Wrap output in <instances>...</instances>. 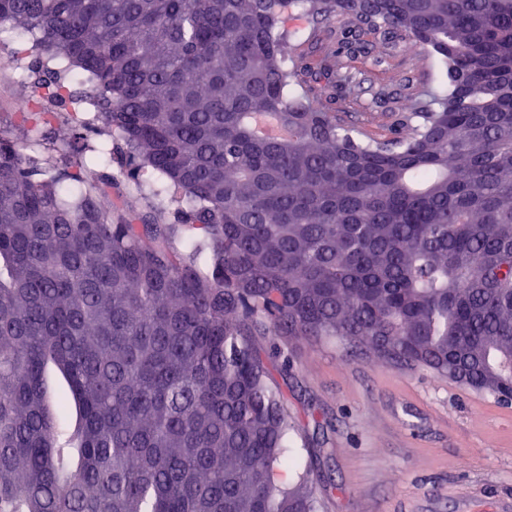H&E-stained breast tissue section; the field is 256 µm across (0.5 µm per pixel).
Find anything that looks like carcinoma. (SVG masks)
Segmentation results:
<instances>
[{"instance_id":"cac0c4a2","label":"carcinoma","mask_w":512,"mask_h":512,"mask_svg":"<svg viewBox=\"0 0 512 512\" xmlns=\"http://www.w3.org/2000/svg\"><path fill=\"white\" fill-rule=\"evenodd\" d=\"M294 6L329 39L296 41ZM0 24L38 118L94 111L0 135V512H319L256 335L512 399V0H0ZM403 43L448 88L405 83L371 137L346 102Z\"/></svg>"}]
</instances>
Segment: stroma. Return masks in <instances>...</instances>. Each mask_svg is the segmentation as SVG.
<instances>
[{"label": "stroma", "mask_w": 512, "mask_h": 512, "mask_svg": "<svg viewBox=\"0 0 512 512\" xmlns=\"http://www.w3.org/2000/svg\"><path fill=\"white\" fill-rule=\"evenodd\" d=\"M367 66L365 86L400 78L438 87L445 67L417 47ZM0 47V135L16 133L19 85ZM281 391L297 442L320 475L322 512H512V401L432 372L346 355L334 339L288 345L282 366L268 336L252 339Z\"/></svg>", "instance_id": "obj_1"}]
</instances>
